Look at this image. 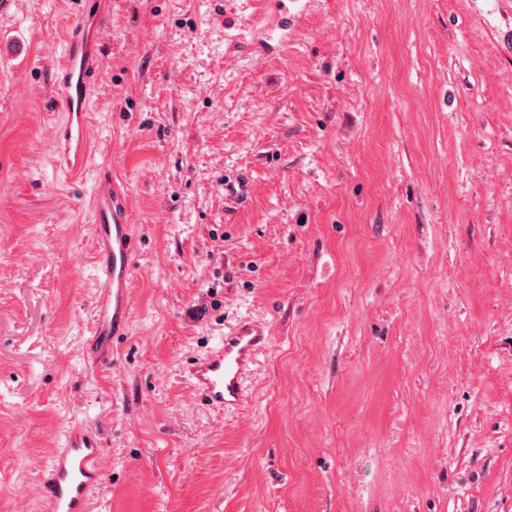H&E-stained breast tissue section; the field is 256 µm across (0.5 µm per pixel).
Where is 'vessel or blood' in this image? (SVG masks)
<instances>
[{
    "instance_id": "obj_1",
    "label": "vessel or blood",
    "mask_w": 512,
    "mask_h": 512,
    "mask_svg": "<svg viewBox=\"0 0 512 512\" xmlns=\"http://www.w3.org/2000/svg\"><path fill=\"white\" fill-rule=\"evenodd\" d=\"M98 60L81 29H73L55 73V89L65 116L54 132V142L58 162L70 171L81 170L86 162L89 92ZM92 229L101 289L84 350L91 360L104 363L112 356L113 337L124 335L129 323L128 287L137 248L126 200L115 186H104L97 193L92 203ZM270 340L266 323L240 320L216 348L192 363V386L214 409H239L245 401L244 380ZM102 457L103 448L91 431L69 428L62 447L40 474V512H91V497L102 477Z\"/></svg>"
}]
</instances>
